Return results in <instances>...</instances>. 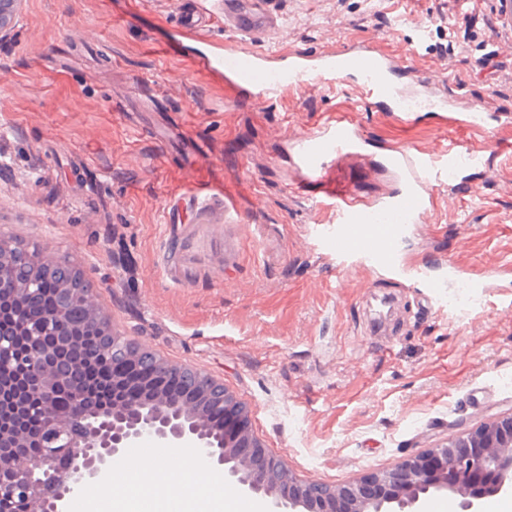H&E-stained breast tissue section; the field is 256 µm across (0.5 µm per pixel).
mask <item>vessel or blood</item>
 Here are the masks:
<instances>
[{"mask_svg": "<svg viewBox=\"0 0 512 512\" xmlns=\"http://www.w3.org/2000/svg\"><path fill=\"white\" fill-rule=\"evenodd\" d=\"M213 25L212 10L201 2L179 11L177 29L197 45L198 72L222 76L226 85L254 101H276L313 83L328 90L346 85L357 91L366 107L390 112L409 125L423 111L436 113L449 127L466 132L485 133L492 123L512 121L510 112H486L462 97L447 95L442 75L418 72L408 58L384 53L369 41L314 53L246 50L252 39L287 38L272 0H224L225 40L212 38ZM289 142L294 171L323 186L320 205L331 211L332 220L318 225L316 236L335 255L338 267L363 265L379 279L410 280L435 296L458 285L471 300H481L480 281L467 277L453 263L446 264L441 277H426L402 242L412 225L430 222L437 207V187L447 184L449 175L485 166L484 157L471 153L457 139L417 152L382 147L376 165L392 172L394 181L371 196L362 190L357 176L342 173L339 167L345 159L363 155L368 146L360 126L345 115L326 117Z\"/></svg>", "mask_w": 512, "mask_h": 512, "instance_id": "1", "label": "vessel or blood"}]
</instances>
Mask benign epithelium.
Here are the masks:
<instances>
[{
  "label": "benign epithelium",
  "instance_id": "obj_1",
  "mask_svg": "<svg viewBox=\"0 0 512 512\" xmlns=\"http://www.w3.org/2000/svg\"><path fill=\"white\" fill-rule=\"evenodd\" d=\"M26 0H0V39L11 35ZM56 281L62 304L39 329L17 320L16 302L43 281ZM88 306L97 334L85 361L68 353L81 328L66 306ZM63 399L68 415L42 433L22 431L26 409L48 412ZM251 410L224 383L171 363L115 330L80 266L68 257L19 253L0 236V500L31 503L33 512H66L69 499L112 476L114 465L145 439L162 448L195 443L199 460L224 473L269 512H422L433 496H458L461 512L512 492V412L444 444L323 491L265 452L251 433ZM39 449L32 459L27 449ZM52 473L50 494L42 472Z\"/></svg>",
  "mask_w": 512,
  "mask_h": 512
}]
</instances>
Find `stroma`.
<instances>
[{
  "label": "stroma",
  "instance_id": "stroma-1",
  "mask_svg": "<svg viewBox=\"0 0 512 512\" xmlns=\"http://www.w3.org/2000/svg\"><path fill=\"white\" fill-rule=\"evenodd\" d=\"M280 52L375 40L446 77L487 112L512 111L502 0H275ZM179 0H26L0 40V232L77 261L115 329L223 380L266 451L302 480L347 484L512 412V124L466 133L485 167L452 178L433 224L403 246L445 256L487 289L467 316L410 282L336 285L319 247L317 184L296 185L291 132L331 112L373 145L444 143L433 115L403 127L354 92L247 101L199 75ZM426 21L418 35L412 19ZM497 141L502 153L489 149ZM235 201L186 206L195 194Z\"/></svg>",
  "mask_w": 512,
  "mask_h": 512
}]
</instances>
